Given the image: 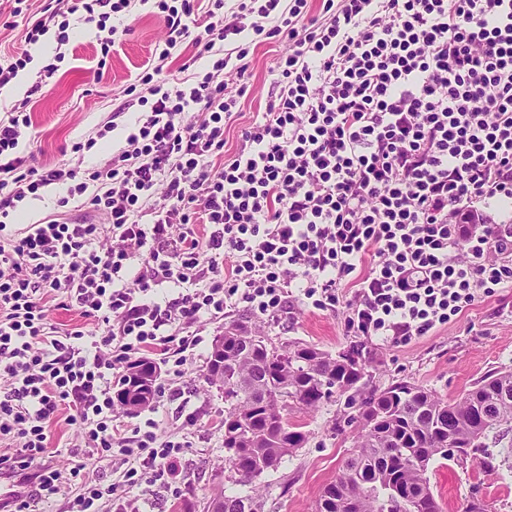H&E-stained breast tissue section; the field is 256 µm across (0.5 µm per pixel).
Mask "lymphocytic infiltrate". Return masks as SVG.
Listing matches in <instances>:
<instances>
[{
  "mask_svg": "<svg viewBox=\"0 0 512 512\" xmlns=\"http://www.w3.org/2000/svg\"><path fill=\"white\" fill-rule=\"evenodd\" d=\"M25 39L69 42L95 24L102 56L132 0H13ZM164 47L127 93L146 112L103 166H27L25 104L0 117V216L70 183L86 216L29 225L0 245V470L31 477L47 501L74 485L71 512H121L117 486L177 474L182 442L157 423L116 424L112 381L161 349L173 374L193 362L203 322L246 304L349 311L354 335L392 345L431 335L512 288V0H155ZM284 43L264 112L224 154L227 122L251 91L249 50ZM189 42L211 66L171 82ZM208 227L198 238L195 225ZM177 286L159 303L157 287ZM52 307L103 327L59 332ZM119 481L61 470L45 440L61 407ZM196 54V48L188 42L177 47L175 51H172V56L167 60L165 65L166 74L170 75L169 78L182 76L183 74H180L182 65L191 59H195Z\"/></svg>",
  "mask_w": 512,
  "mask_h": 512,
  "instance_id": "obj_1",
  "label": "lymphocytic infiltrate"
}]
</instances>
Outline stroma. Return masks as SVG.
I'll return each instance as SVG.
<instances>
[{"mask_svg":"<svg viewBox=\"0 0 512 512\" xmlns=\"http://www.w3.org/2000/svg\"><path fill=\"white\" fill-rule=\"evenodd\" d=\"M11 9L10 0H0V57L24 50L34 56L24 71L0 88V116L16 104L28 105L33 137L20 142V153L39 167L57 165L85 171L103 165L137 130L142 109L128 104L125 89L163 46L161 15L152 0H133L128 13L114 17L113 23L122 33L102 70L97 67L100 46L95 27L74 22L64 61L56 74L42 83L38 72L53 60L54 37L49 34L39 45H27L24 25L13 22ZM283 50L279 43L252 48L253 91L242 99L226 130L225 154L235 152L242 129L263 110L276 78V58ZM109 121L114 124L113 131L98 139L95 147L73 152L75 142L95 137ZM67 195V184L60 183L42 189L39 197L25 200L7 219L0 240L27 225L55 217L60 200ZM348 316L342 307L333 311L297 307L277 318L261 319L240 305L228 319H244L272 338L306 341L334 353L358 341L347 327ZM224 322L204 323L197 357L181 375L165 372L160 376L166 391L151 405L157 432L163 438L187 437L189 445L182 451L181 466L188 478L173 482L163 476L152 482L148 497L152 512H182L187 498L204 507L219 486L229 496L247 492L246 487L224 479V399L217 387L202 378L212 341L223 334ZM365 348L373 359L371 386L384 389L407 380L443 400H456L488 371L512 368V292L486 299L433 335L409 345L397 347L376 340L366 342ZM348 413L341 400L329 401L315 411L292 413V421L302 424L309 438L278 471L258 481L261 512H313L321 489L335 479L352 446V433L345 423ZM489 451L495 457L491 469L475 459L459 463L439 458L432 462L428 475L442 512H462L464 503L475 493L491 512H512V433L501 443L490 444Z\"/></svg>","mask_w":512,"mask_h":512,"instance_id":"stroma-1","label":"stroma"}]
</instances>
